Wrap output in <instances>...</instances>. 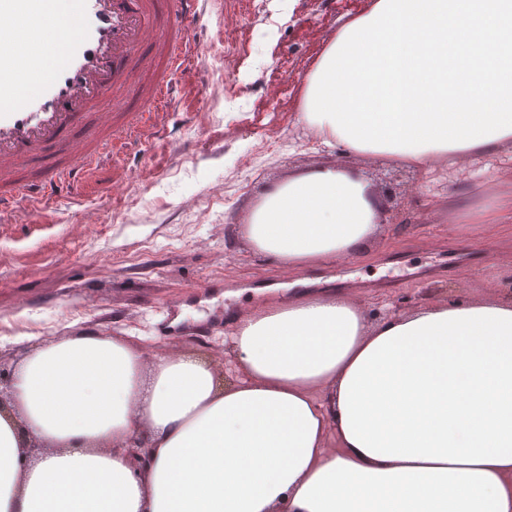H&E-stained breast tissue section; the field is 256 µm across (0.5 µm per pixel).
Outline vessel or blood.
<instances>
[{"instance_id":"1","label":"vessel or blood","mask_w":512,"mask_h":512,"mask_svg":"<svg viewBox=\"0 0 512 512\" xmlns=\"http://www.w3.org/2000/svg\"><path fill=\"white\" fill-rule=\"evenodd\" d=\"M201 0H0V222L81 196L105 158L153 140L169 119V80L202 66ZM153 43V55L138 49ZM139 70L156 73L140 84ZM138 99L135 124L112 131L98 111Z\"/></svg>"}]
</instances>
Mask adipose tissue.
I'll return each instance as SVG.
<instances>
[{
	"instance_id": "ef3b65f1",
	"label": "adipose tissue",
	"mask_w": 512,
	"mask_h": 512,
	"mask_svg": "<svg viewBox=\"0 0 512 512\" xmlns=\"http://www.w3.org/2000/svg\"><path fill=\"white\" fill-rule=\"evenodd\" d=\"M512 133L398 153L426 171L487 164L448 221L512 222L494 165ZM380 201L328 166L270 186L243 232L299 272L349 258L380 230ZM218 385L190 355L85 333L17 372L0 416V512H512V297L440 300L370 321L341 290L236 316ZM148 438L144 464L124 446ZM47 453L26 456L30 441Z\"/></svg>"
}]
</instances>
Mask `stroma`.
<instances>
[{"instance_id": "stroma-1", "label": "stroma", "mask_w": 512, "mask_h": 512, "mask_svg": "<svg viewBox=\"0 0 512 512\" xmlns=\"http://www.w3.org/2000/svg\"><path fill=\"white\" fill-rule=\"evenodd\" d=\"M372 0H205L202 68L172 76L175 107L162 133L106 165L81 201L0 224V354L7 367L81 332L144 338L165 351L208 353L229 318L273 298V286L342 288L370 320L382 301L402 308L463 300L512 286V223L487 231L452 224L426 205L424 171L381 159L340 157L298 124L303 77L340 18ZM341 163L399 204L351 258L295 273L254 254L241 226L266 188L288 173ZM220 287L225 323L170 334L173 306Z\"/></svg>"}]
</instances>
